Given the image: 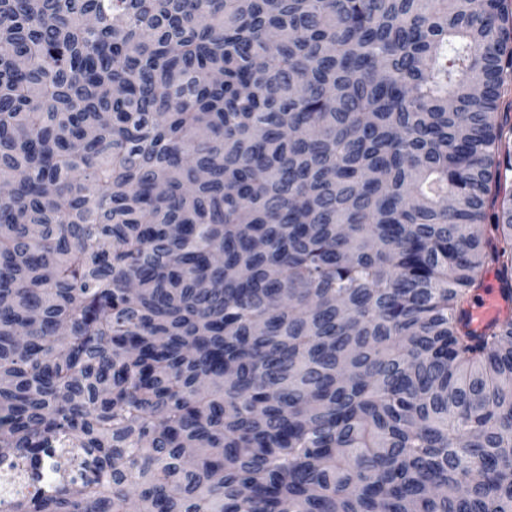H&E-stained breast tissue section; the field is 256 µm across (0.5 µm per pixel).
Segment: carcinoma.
<instances>
[{
  "label": "carcinoma",
  "instance_id": "cac0c4a2",
  "mask_svg": "<svg viewBox=\"0 0 512 512\" xmlns=\"http://www.w3.org/2000/svg\"><path fill=\"white\" fill-rule=\"evenodd\" d=\"M512 0H0L5 512H512ZM511 305L499 288H483L480 301L468 309L467 320L470 329L480 333L493 322L508 317L510 311L512 317Z\"/></svg>",
  "mask_w": 512,
  "mask_h": 512
}]
</instances>
